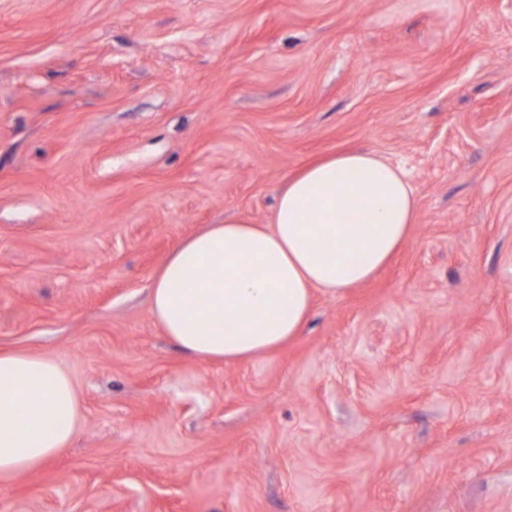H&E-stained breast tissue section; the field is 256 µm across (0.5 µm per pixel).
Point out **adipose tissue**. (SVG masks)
<instances>
[{
    "label": "adipose tissue",
    "instance_id": "ef3b65f1",
    "mask_svg": "<svg viewBox=\"0 0 512 512\" xmlns=\"http://www.w3.org/2000/svg\"><path fill=\"white\" fill-rule=\"evenodd\" d=\"M418 221L405 171L345 150L288 177L264 224L228 217L176 243L155 271L151 311L182 353L233 362L301 334L314 291L368 281ZM81 397L53 359L0 350V481L42 468L72 442Z\"/></svg>",
    "mask_w": 512,
    "mask_h": 512
}]
</instances>
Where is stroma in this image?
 <instances>
[{"label":"stroma","mask_w":512,"mask_h":512,"mask_svg":"<svg viewBox=\"0 0 512 512\" xmlns=\"http://www.w3.org/2000/svg\"><path fill=\"white\" fill-rule=\"evenodd\" d=\"M411 236L288 344L208 362L151 277L346 148ZM0 347L83 417L0 512H512V0H0Z\"/></svg>","instance_id":"1"}]
</instances>
